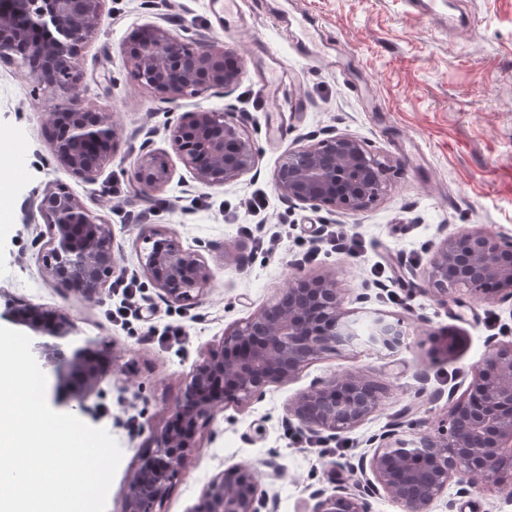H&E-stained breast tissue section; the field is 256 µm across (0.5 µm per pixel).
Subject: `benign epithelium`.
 Wrapping results in <instances>:
<instances>
[{"mask_svg": "<svg viewBox=\"0 0 512 512\" xmlns=\"http://www.w3.org/2000/svg\"><path fill=\"white\" fill-rule=\"evenodd\" d=\"M103 0H0V56L31 41L34 32L54 28L56 36L35 45L56 75L55 103L47 126L63 129L53 137V155L74 174L95 179L112 157L117 130L110 114L82 104L72 61L98 26ZM137 83L169 101L213 88L229 90L239 77L235 58L214 44L193 50L168 30L144 29L126 51ZM172 148L193 178L221 186L252 170L253 143L229 112L203 110L183 116L170 130ZM388 164L358 140L329 136L288 151L278 163L274 185L282 198L312 206L357 213L375 204L387 191ZM135 181L146 192L165 186L172 171L165 155L142 153ZM38 210L49 235L42 257L44 275L88 302L102 298L114 264L112 225L98 221L72 194L49 189ZM144 269L171 302L193 304L209 288L212 271L200 256L182 249L170 230H156ZM427 290L448 300L466 290L481 297L512 298V238L484 230L445 236L423 276ZM14 322L52 342L48 351L59 385L74 399H85L102 376L112 371L113 355L89 345L67 356L58 341L76 335L67 313L31 303L8 305ZM362 340L342 307V293L333 276L294 275L286 288L252 318L228 330L222 340L195 363L187 375L172 422L154 436V448L141 459L130 481L125 512H155L213 412L229 403L243 405L271 384L285 383L324 354L350 348ZM365 343L388 353L406 341L399 320L376 315ZM382 398L361 375L334 376L302 393L290 412L309 430L334 434L350 430L373 413ZM447 427L434 436L399 437L385 431L362 473H371L359 493L340 490L316 494L312 512H368V499L386 494L406 512H426L430 503L457 479L488 478L498 462L512 457V343L489 347L483 362L459 399L448 396ZM258 486L247 467L235 479L215 477L197 512H256Z\"/></svg>", "mask_w": 512, "mask_h": 512, "instance_id": "obj_1", "label": "benign epithelium"}]
</instances>
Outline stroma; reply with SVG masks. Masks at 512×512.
Segmentation results:
<instances>
[{
  "label": "stroma",
  "instance_id": "obj_1",
  "mask_svg": "<svg viewBox=\"0 0 512 512\" xmlns=\"http://www.w3.org/2000/svg\"><path fill=\"white\" fill-rule=\"evenodd\" d=\"M286 8L314 19L319 47L342 60L340 69L303 52L297 30L279 22ZM149 25L230 50L240 66L237 84L174 102L139 87L126 48ZM75 68L84 105L110 113L118 130L117 151L91 183L53 156L49 93L16 61L0 58V326L11 324L8 302L25 300L65 309L78 327L74 345L90 339L112 350L111 375L82 406L61 396L55 376L46 386L53 410L106 429L122 449L106 512H124L139 457L169 419L195 362L293 275H334L358 333L381 312L402 321L405 346L386 355L361 343L323 355L248 405L217 412L161 512H195L209 482L236 467L256 475L257 512H312L317 492L357 491L372 437L401 412L400 436L437 434L448 394L466 392L490 344L512 341V299L464 291L443 302L417 286L446 235L482 229L512 237V0L440 2L425 17L407 0H235L229 9L224 0H104ZM200 110L233 113L254 143L253 170L221 186L192 178L171 148L169 128ZM337 134L388 161L386 194L360 213L285 201L273 181L280 158ZM150 150L166 153L172 178L146 196L132 172ZM49 187L66 188L111 224L112 276L138 279L149 319L115 325L107 312L119 295L108 290L88 303L46 279L38 203ZM257 195L267 206L253 212L244 202ZM127 210L144 216L128 222ZM287 224L343 225L359 255L323 252L293 266L304 246L284 233ZM156 229L175 232L211 268L214 280L198 304L167 301L147 277V238ZM382 262L399 276L386 287L376 280ZM169 323L185 326L184 339L163 335ZM342 374L378 383L385 397L355 428L319 433L321 448L307 447L312 434L288 406L317 381ZM428 512H512V497L479 477L465 490L449 483Z\"/></svg>",
  "mask_w": 512,
  "mask_h": 512
}]
</instances>
